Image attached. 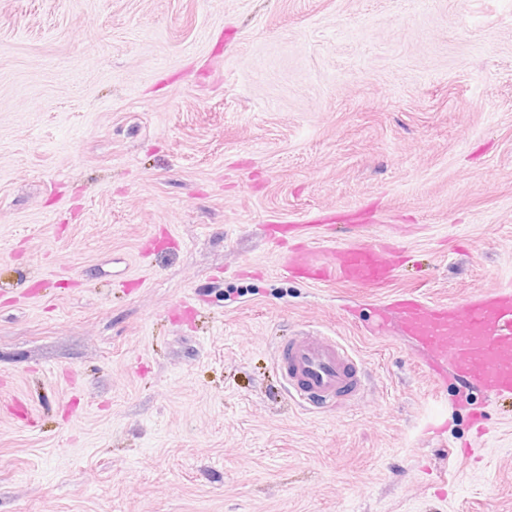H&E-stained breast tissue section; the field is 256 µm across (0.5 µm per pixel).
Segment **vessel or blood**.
<instances>
[{"label": "vessel or blood", "mask_w": 512, "mask_h": 512, "mask_svg": "<svg viewBox=\"0 0 512 512\" xmlns=\"http://www.w3.org/2000/svg\"><path fill=\"white\" fill-rule=\"evenodd\" d=\"M289 267L318 282L349 281L382 288L392 266L376 248L356 244L325 264L295 255ZM404 332L433 351L430 370L457 379L488 396L512 399V289L479 290L440 306L406 295L393 300ZM275 360L290 395L313 407L355 397L362 367L329 336H297L278 346Z\"/></svg>", "instance_id": "vessel-or-blood-1"}]
</instances>
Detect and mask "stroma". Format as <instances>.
<instances>
[{
  "label": "stroma",
  "mask_w": 512,
  "mask_h": 512,
  "mask_svg": "<svg viewBox=\"0 0 512 512\" xmlns=\"http://www.w3.org/2000/svg\"><path fill=\"white\" fill-rule=\"evenodd\" d=\"M508 286L512 0H0V512H512V400L370 331ZM300 271L312 280L329 282L349 281L362 285L383 288L392 278V266L388 259L376 248L366 244H356L338 252V259L325 264H317L306 254H296L286 269ZM278 371L290 395L313 407L355 397L362 367L330 336H296L278 346Z\"/></svg>",
  "instance_id": "1"
}]
</instances>
